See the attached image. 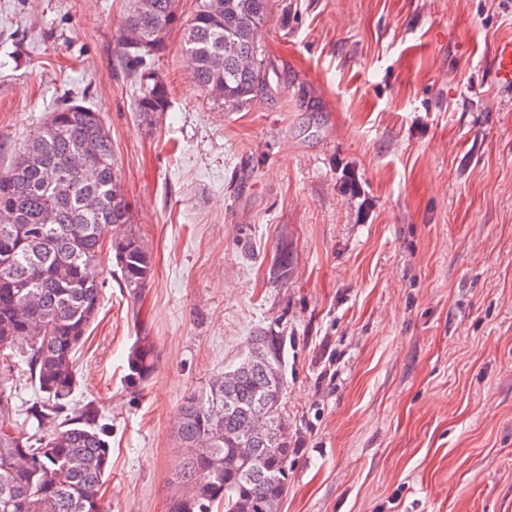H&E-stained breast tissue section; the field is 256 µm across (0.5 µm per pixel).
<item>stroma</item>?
I'll return each mask as SVG.
<instances>
[{"label": "stroma", "mask_w": 512, "mask_h": 512, "mask_svg": "<svg viewBox=\"0 0 512 512\" xmlns=\"http://www.w3.org/2000/svg\"><path fill=\"white\" fill-rule=\"evenodd\" d=\"M133 4L0 0V170L63 102L100 112L151 256L133 296L103 254L76 353L110 512H167L184 397L269 327L297 449L281 512H512V91L486 63L512 0H271L270 92L240 110L171 31L150 121L115 41ZM151 356V348L148 343L142 341L132 350L128 357L126 375L127 385L130 388H139L150 376L154 364Z\"/></svg>", "instance_id": "stroma-1"}]
</instances>
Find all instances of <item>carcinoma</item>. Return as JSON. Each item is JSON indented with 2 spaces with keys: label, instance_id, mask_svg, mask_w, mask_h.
I'll list each match as a JSON object with an SVG mask.
<instances>
[{
  "label": "carcinoma",
  "instance_id": "carcinoma-1",
  "mask_svg": "<svg viewBox=\"0 0 512 512\" xmlns=\"http://www.w3.org/2000/svg\"><path fill=\"white\" fill-rule=\"evenodd\" d=\"M268 18L269 0H196L184 23L177 0H135L116 41L138 83L136 111L148 120L169 106L167 83L147 58L177 26L196 88L231 110L264 97L269 77L256 32ZM129 223L112 138L84 105L49 113L0 173V361L26 358L39 394L21 410L0 389V512H109L107 429L90 423L87 409L61 415L76 388L75 354L101 307L96 267L108 227ZM110 249L122 287L137 292L152 270L141 238L129 229ZM153 367L150 345L139 342L128 357V387H140ZM286 390L285 338L267 329L184 399V462L168 512H280L296 454L282 416ZM21 414L57 427L35 437Z\"/></svg>",
  "mask_w": 512,
  "mask_h": 512
}]
</instances>
